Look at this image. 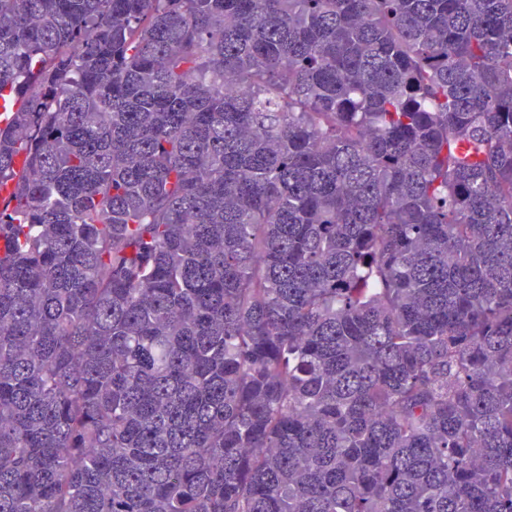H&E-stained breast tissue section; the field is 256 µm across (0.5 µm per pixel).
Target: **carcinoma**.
Wrapping results in <instances>:
<instances>
[{"label":"carcinoma","instance_id":"obj_1","mask_svg":"<svg viewBox=\"0 0 512 512\" xmlns=\"http://www.w3.org/2000/svg\"><path fill=\"white\" fill-rule=\"evenodd\" d=\"M0 512H512V0H0Z\"/></svg>","mask_w":512,"mask_h":512}]
</instances>
